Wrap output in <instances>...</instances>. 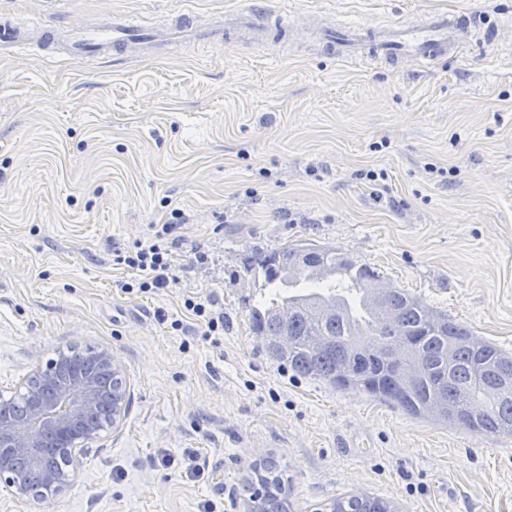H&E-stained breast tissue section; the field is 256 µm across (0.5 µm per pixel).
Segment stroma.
I'll use <instances>...</instances> for the list:
<instances>
[{
    "instance_id": "stroma-1",
    "label": "stroma",
    "mask_w": 512,
    "mask_h": 512,
    "mask_svg": "<svg viewBox=\"0 0 512 512\" xmlns=\"http://www.w3.org/2000/svg\"><path fill=\"white\" fill-rule=\"evenodd\" d=\"M240 0H0L62 27L223 17ZM502 16L494 48L429 69L323 56L310 20ZM277 45L162 60L0 58V387L57 353L109 350L131 402L48 504L0 512H248L277 460L285 512L366 494L396 512H512V437L415 418L272 362L249 310L251 250L320 243L512 353V0H286ZM377 172V180L365 171ZM183 214L174 280L125 293L115 250ZM210 299L224 333L184 307ZM164 309L182 330L158 323Z\"/></svg>"
}]
</instances>
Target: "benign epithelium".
Instances as JSON below:
<instances>
[{
	"mask_svg": "<svg viewBox=\"0 0 512 512\" xmlns=\"http://www.w3.org/2000/svg\"><path fill=\"white\" fill-rule=\"evenodd\" d=\"M91 357L98 367L119 372L110 351L93 350ZM14 393L24 400L25 412L22 417L0 416V491L18 503L32 498L31 489L15 477L20 464L37 472L42 488L52 498L66 493L76 480V471L69 464H45L37 427L56 434L59 456L71 459L104 425L116 430L125 417L126 395L122 392L109 396L107 415L100 417L102 391L94 375L71 367L65 353L36 367Z\"/></svg>",
	"mask_w": 512,
	"mask_h": 512,
	"instance_id": "1",
	"label": "benign epithelium"
}]
</instances>
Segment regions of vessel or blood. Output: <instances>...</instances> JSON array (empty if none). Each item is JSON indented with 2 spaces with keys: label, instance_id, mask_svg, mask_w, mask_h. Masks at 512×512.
Masks as SVG:
<instances>
[{
  "label": "vessel or blood",
  "instance_id": "vessel-or-blood-1",
  "mask_svg": "<svg viewBox=\"0 0 512 512\" xmlns=\"http://www.w3.org/2000/svg\"><path fill=\"white\" fill-rule=\"evenodd\" d=\"M272 0H245L243 8L200 24L174 17L164 23H139L115 16L93 26L71 24L63 47L66 58L87 62L105 57L154 59L171 46L191 40L210 45L241 41L245 34L266 36L288 27L286 15ZM499 27L481 11L439 10L417 20L365 26L346 23L326 31L321 46L340 60L377 59L399 69L407 63L426 67L496 44ZM39 42L42 51L55 47L51 30L38 20L0 14V55L9 56Z\"/></svg>",
  "mask_w": 512,
  "mask_h": 512
}]
</instances>
